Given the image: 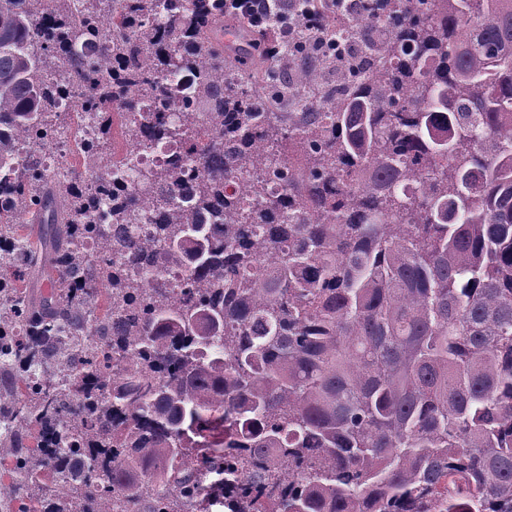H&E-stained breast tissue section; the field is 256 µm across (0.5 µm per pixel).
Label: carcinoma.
Returning <instances> with one entry per match:
<instances>
[{
    "mask_svg": "<svg viewBox=\"0 0 512 512\" xmlns=\"http://www.w3.org/2000/svg\"><path fill=\"white\" fill-rule=\"evenodd\" d=\"M349 10L352 37L387 31L338 62ZM262 42L302 111L257 106ZM297 60L336 75L326 104ZM59 68L137 154L56 127ZM58 135L78 164L50 173ZM160 138L183 158L143 164ZM87 172L124 204L74 194ZM7 239L10 512H512V0H299L257 26L224 0H0Z\"/></svg>",
    "mask_w": 512,
    "mask_h": 512,
    "instance_id": "carcinoma-1",
    "label": "carcinoma"
}]
</instances>
